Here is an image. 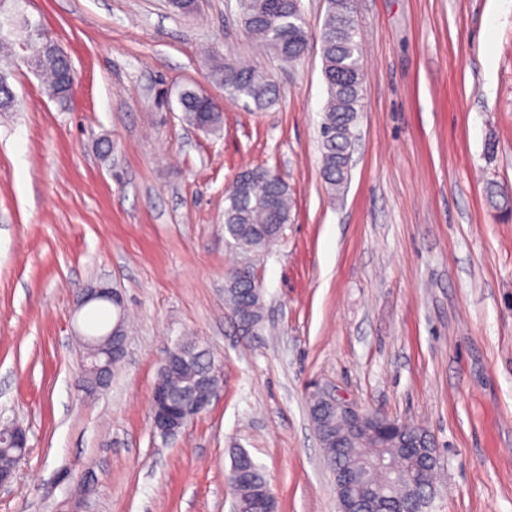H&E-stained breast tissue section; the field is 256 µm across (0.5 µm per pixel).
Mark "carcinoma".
<instances>
[{
	"mask_svg": "<svg viewBox=\"0 0 512 512\" xmlns=\"http://www.w3.org/2000/svg\"><path fill=\"white\" fill-rule=\"evenodd\" d=\"M20 0H0V63L8 65L17 47L35 48L36 76L43 81L48 97L65 101L66 84L73 73L68 56L46 48V40L37 36L44 25L41 20L26 15L17 8ZM248 34L260 40L265 49L283 63L299 60L308 46L307 23L300 0H248L242 14ZM322 74L327 99L320 125L322 179L333 197L344 194L351 176L347 164L354 153V129L362 107V89L365 70L361 44L357 40L354 4L351 0H328L327 12L319 33ZM207 80L224 90L225 96L244 101L245 106L263 110L278 98V87L272 76L257 67L234 60L215 64L207 73ZM182 119L190 126L215 131L222 123L220 103L214 99L202 100L196 89L185 87L178 100ZM490 205L500 211L512 210V197L492 184L487 188ZM292 208L288 183L274 179L254 167L246 168L234 177L224 208V225L233 238V245L244 254L268 250L279 241ZM224 304L228 313L235 315L250 311L255 324H260L263 297L253 291L249 274L230 273L224 283ZM188 372H201L214 363L211 354L197 353L193 343L186 344ZM425 430L412 425L400 440L389 442V451L405 475L406 484H391L382 475H376L372 484L360 495L371 501L381 496L406 497L407 482L416 480L427 490L434 488L436 465L423 463L403 454L399 441H417ZM336 456V467L358 470L365 467L371 454L368 448H347L336 454V445L326 447ZM238 500L253 497L252 486H264L267 478L250 454L240 449L234 453L228 476Z\"/></svg>",
	"mask_w": 512,
	"mask_h": 512,
	"instance_id": "1",
	"label": "carcinoma"
}]
</instances>
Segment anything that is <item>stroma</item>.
Here are the masks:
<instances>
[{
  "label": "stroma",
  "mask_w": 512,
  "mask_h": 512,
  "mask_svg": "<svg viewBox=\"0 0 512 512\" xmlns=\"http://www.w3.org/2000/svg\"><path fill=\"white\" fill-rule=\"evenodd\" d=\"M366 79L343 196L321 176L326 100L318 39L327 0L283 63L241 25L237 0H28L72 61L67 106L19 67L0 112V425L26 428L0 512H234L242 448L278 512H339L308 414L329 392L425 429L439 457L427 512H512V0H355ZM271 73L262 111L225 98L213 57ZM219 98L218 133L186 125L177 92ZM288 183L294 206L269 252L224 236L241 167ZM251 262L264 321L243 335L224 273ZM105 281L123 297L127 356L110 387L82 388L79 333L113 308H78ZM197 339L224 365L209 408L172 438L152 425L169 350ZM245 465L250 466L252 486L240 484L237 480L238 470ZM228 481L238 500L243 501L253 497L252 489L254 486H266L268 480L261 467L253 460L250 454L244 449H239L233 455Z\"/></svg>",
  "instance_id": "stroma-1"
}]
</instances>
